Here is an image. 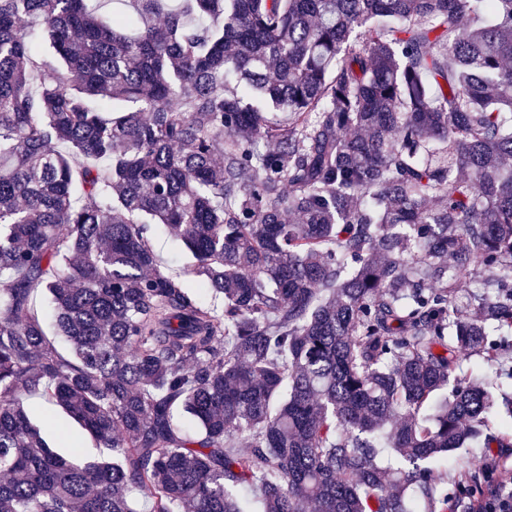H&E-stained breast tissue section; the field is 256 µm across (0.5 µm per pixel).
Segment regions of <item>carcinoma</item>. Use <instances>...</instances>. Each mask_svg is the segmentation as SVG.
I'll return each instance as SVG.
<instances>
[{"instance_id": "cac0c4a2", "label": "carcinoma", "mask_w": 512, "mask_h": 512, "mask_svg": "<svg viewBox=\"0 0 512 512\" xmlns=\"http://www.w3.org/2000/svg\"><path fill=\"white\" fill-rule=\"evenodd\" d=\"M132 7L0 0V512H448L512 447V0ZM148 236L163 272L183 274V271L190 268L193 259L181 250L163 224H152ZM28 405L32 406L33 421L42 427L52 447L64 456H72L75 452L84 458L97 457L101 448L87 435L74 421L68 418L61 410L47 406L39 397H27ZM46 415L54 418L56 426L47 428ZM461 457L481 459L486 469L489 462L501 460L498 463L502 468V466H510V461L512 465V447L497 448L493 445L491 448H466L462 451ZM505 462L507 463L504 464Z\"/></svg>"}]
</instances>
